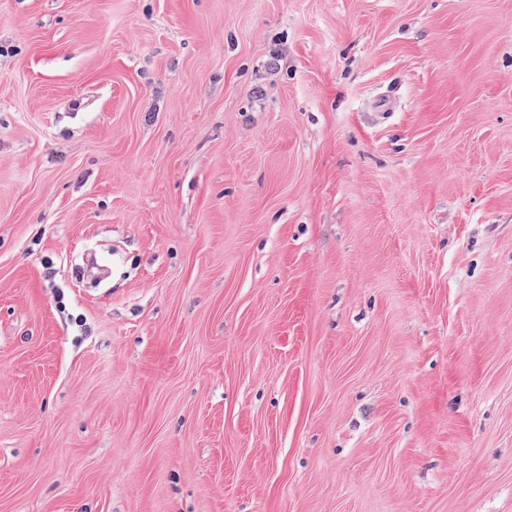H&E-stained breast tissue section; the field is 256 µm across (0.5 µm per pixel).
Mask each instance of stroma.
Listing matches in <instances>:
<instances>
[{
    "label": "stroma",
    "instance_id": "1",
    "mask_svg": "<svg viewBox=\"0 0 512 512\" xmlns=\"http://www.w3.org/2000/svg\"><path fill=\"white\" fill-rule=\"evenodd\" d=\"M0 512H512V0H0Z\"/></svg>",
    "mask_w": 512,
    "mask_h": 512
}]
</instances>
